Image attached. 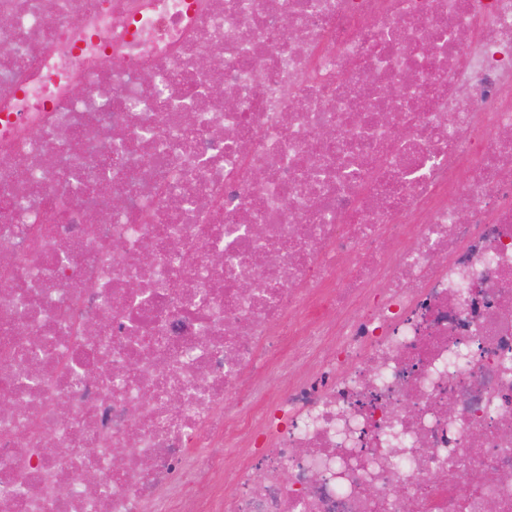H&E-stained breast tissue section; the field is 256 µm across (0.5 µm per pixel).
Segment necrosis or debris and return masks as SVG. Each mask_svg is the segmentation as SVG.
Segmentation results:
<instances>
[{
	"mask_svg": "<svg viewBox=\"0 0 512 512\" xmlns=\"http://www.w3.org/2000/svg\"><path fill=\"white\" fill-rule=\"evenodd\" d=\"M504 471L512 0H0V512H512Z\"/></svg>",
	"mask_w": 512,
	"mask_h": 512,
	"instance_id": "1",
	"label": "necrosis or debris"
}]
</instances>
